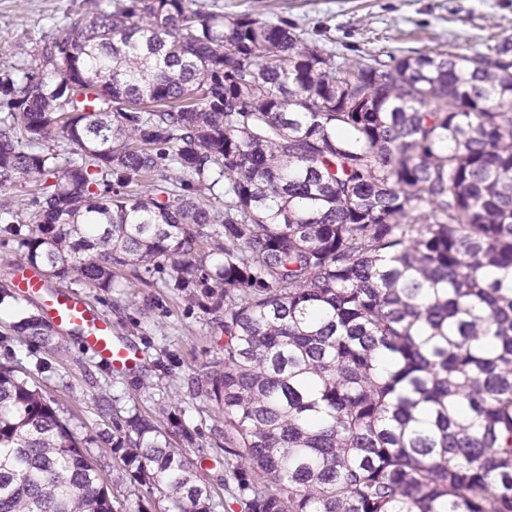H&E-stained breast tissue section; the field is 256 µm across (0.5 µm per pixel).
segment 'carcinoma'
I'll return each instance as SVG.
<instances>
[{"label":"carcinoma","instance_id":"1","mask_svg":"<svg viewBox=\"0 0 512 512\" xmlns=\"http://www.w3.org/2000/svg\"><path fill=\"white\" fill-rule=\"evenodd\" d=\"M9 93L0 187L36 191L0 234L27 265L100 290L161 265L170 288L224 286L204 385L224 461H246L224 478L244 512H512V67L337 63L284 20L108 0ZM114 439L173 512H215L169 432L134 413ZM0 512H114L82 439L1 364ZM214 228H216V226H205L199 243L198 255L204 257L206 265L208 266H214L224 262V251L218 247V244L224 247V238L213 235Z\"/></svg>","mask_w":512,"mask_h":512}]
</instances>
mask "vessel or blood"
I'll use <instances>...</instances> for the list:
<instances>
[{
  "label": "vessel or blood",
  "mask_w": 512,
  "mask_h": 512,
  "mask_svg": "<svg viewBox=\"0 0 512 512\" xmlns=\"http://www.w3.org/2000/svg\"><path fill=\"white\" fill-rule=\"evenodd\" d=\"M14 285L25 296L43 297L45 318L57 328L76 333L82 347L99 363L125 371L137 367L136 351L114 339L111 322L77 292L68 288L49 289L42 273L33 268L19 274Z\"/></svg>",
  "instance_id": "vessel-or-blood-1"
}]
</instances>
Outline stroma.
<instances>
[{
	"instance_id": "stroma-1",
	"label": "stroma",
	"mask_w": 512,
	"mask_h": 512,
	"mask_svg": "<svg viewBox=\"0 0 512 512\" xmlns=\"http://www.w3.org/2000/svg\"><path fill=\"white\" fill-rule=\"evenodd\" d=\"M219 14L251 13L295 26L305 39L323 38L336 61L364 52L412 54L433 49L512 56V0H198ZM92 8L90 0H0V114L21 68ZM155 270L134 287L95 291L76 278V290L112 323L113 335L137 349L132 372L98 363L74 336L56 331L45 347L14 335L20 318L40 315L37 299L14 296L0 305V364L50 399L59 416L84 439L112 497L115 512H168L170 505L133 479L113 448L112 436L130 413L140 412L165 430L185 432L182 452L201 462L219 512H244L224 489V407L198 390L206 372L224 359V296L213 283L181 294Z\"/></svg>"
}]
</instances>
